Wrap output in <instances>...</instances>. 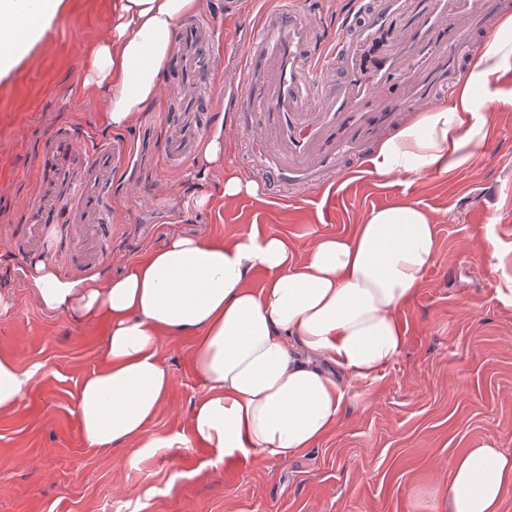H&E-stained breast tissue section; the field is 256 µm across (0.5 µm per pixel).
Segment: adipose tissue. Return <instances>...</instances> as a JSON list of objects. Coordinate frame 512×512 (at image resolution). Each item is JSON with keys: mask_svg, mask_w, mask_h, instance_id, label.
Segmentation results:
<instances>
[{"mask_svg": "<svg viewBox=\"0 0 512 512\" xmlns=\"http://www.w3.org/2000/svg\"><path fill=\"white\" fill-rule=\"evenodd\" d=\"M63 0H0V69L11 49L42 35ZM198 0H112V25L89 55L82 85L104 94L112 128L133 125L160 98L177 24ZM512 77V15L487 38L448 103L417 113L369 159L390 179L468 166L487 142L486 101ZM203 160L224 174V203L253 195V181L224 165V131ZM436 216L400 199L371 209L348 236L314 235L303 253L288 238L257 229L234 238L175 235L116 278L70 280L44 259L29 267L43 307L105 328L102 362L82 380L78 419L88 447L141 443L140 457L164 448H206L214 464L236 458L285 460L318 444L345 405V384L373 379L404 345L398 313L420 288L439 238ZM265 279L254 288L250 280ZM165 336L193 339L204 391L190 431H153L172 374ZM30 380L16 356L0 353V413L13 411ZM512 495V453L468 448L448 464L436 512H502Z\"/></svg>", "mask_w": 512, "mask_h": 512, "instance_id": "adipose-tissue-1", "label": "adipose tissue"}]
</instances>
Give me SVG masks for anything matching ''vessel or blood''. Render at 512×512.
Wrapping results in <instances>:
<instances>
[{"label": "vessel or blood", "mask_w": 512, "mask_h": 512, "mask_svg": "<svg viewBox=\"0 0 512 512\" xmlns=\"http://www.w3.org/2000/svg\"><path fill=\"white\" fill-rule=\"evenodd\" d=\"M452 0H348L339 34H316L296 10L261 11L245 57L231 73L244 94L234 114L251 143L248 165L276 186L308 191L359 159L366 148L398 124L405 111L433 106V89L447 70L458 69L454 51L464 32L498 18L503 0H479L478 12L452 10ZM202 30L181 27L180 63L195 76L202 58ZM378 47L380 62H364L367 48ZM204 130L184 115L179 136L166 140L167 161L183 163L201 145ZM41 163L51 175L30 207L20 238L43 242L45 214L57 204L51 183L75 161L90 173L79 184L77 206L95 219L104 213V192L127 161L126 147L99 143L80 153L69 134L43 143Z\"/></svg>", "instance_id": "b4317fda"}]
</instances>
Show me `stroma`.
I'll return each mask as SVG.
<instances>
[{
    "label": "stroma",
    "instance_id": "35a3bbf8",
    "mask_svg": "<svg viewBox=\"0 0 512 512\" xmlns=\"http://www.w3.org/2000/svg\"><path fill=\"white\" fill-rule=\"evenodd\" d=\"M259 9L256 0H199L194 17L215 22L209 51L218 67L240 60ZM111 23L112 0H63L45 33L0 73V352L31 374L15 410L0 413V512H432L454 456L483 446L512 451V306L495 292L512 276V80L488 102L493 133L467 167L382 179L358 165L295 202L271 198L260 178L256 195L228 208L223 174L196 156L176 168L162 157V141L182 119L170 99L178 66L169 65L158 104L128 129H112L102 97L83 90L87 53ZM232 95L216 70L202 71L192 111L213 128ZM64 126L83 131L85 148L98 138L131 144L95 264L69 261L80 221L72 200L46 214L51 230L39 254L69 279L120 276L175 234L274 230L301 253L312 234H352L364 213L400 198L435 211L439 251L399 312V358L377 378L352 382L334 430L285 461L215 466L205 448L149 458L135 442L87 448L77 391L101 364L104 331L40 304L15 233L40 185V146ZM491 239L497 271L484 251ZM161 351L173 389L152 429L185 434L203 392L193 343L169 336Z\"/></svg>",
    "mask_w": 512,
    "mask_h": 512
}]
</instances>
